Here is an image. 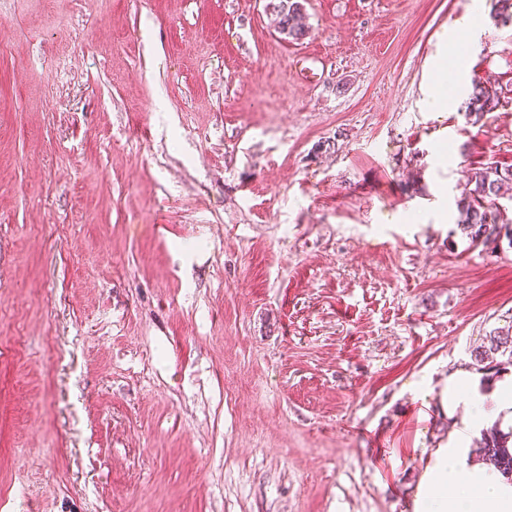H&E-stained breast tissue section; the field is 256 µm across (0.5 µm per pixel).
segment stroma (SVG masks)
<instances>
[{
    "label": "stroma",
    "mask_w": 512,
    "mask_h": 512,
    "mask_svg": "<svg viewBox=\"0 0 512 512\" xmlns=\"http://www.w3.org/2000/svg\"><path fill=\"white\" fill-rule=\"evenodd\" d=\"M0 0V512H413L445 378L512 318L471 0ZM502 105L468 123L475 84ZM298 3L294 0H275V10L272 14L276 21L275 29L278 33L285 35L289 41L290 39L291 41L302 40L308 34L305 25L299 22L301 16L296 7ZM475 170L458 201L457 227L472 246L485 247L486 242L502 238L503 231L511 236L512 220L503 219L498 200L512 190V171L502 172L493 165Z\"/></svg>",
    "instance_id": "obj_1"
}]
</instances>
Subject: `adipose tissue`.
<instances>
[{
  "label": "adipose tissue",
  "mask_w": 512,
  "mask_h": 512,
  "mask_svg": "<svg viewBox=\"0 0 512 512\" xmlns=\"http://www.w3.org/2000/svg\"><path fill=\"white\" fill-rule=\"evenodd\" d=\"M449 410L463 409L446 444L434 448L416 485L414 512H512V481L494 468L469 459L473 429L512 411V377L492 389L459 372L440 390Z\"/></svg>",
  "instance_id": "1"
}]
</instances>
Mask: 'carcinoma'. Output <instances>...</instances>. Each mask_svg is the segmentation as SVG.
I'll list each match as a JSON object with an SVG mask.
<instances>
[{"mask_svg":"<svg viewBox=\"0 0 512 512\" xmlns=\"http://www.w3.org/2000/svg\"><path fill=\"white\" fill-rule=\"evenodd\" d=\"M276 31L293 41L306 37L308 30L300 23L296 0H275ZM501 106L497 91L474 85L467 103V116L474 124L482 122L490 112ZM512 189V171H501L496 166L476 169L468 177L458 201L457 227L473 246H485L502 236L512 235V223L503 219L498 200ZM475 365L494 376L512 366V320L483 337L482 344L471 352ZM479 452L493 461L499 472L512 476V429L504 433L493 425L484 432Z\"/></svg>","mask_w":512,"mask_h":512,"instance_id":"obj_1","label":"carcinoma"}]
</instances>
